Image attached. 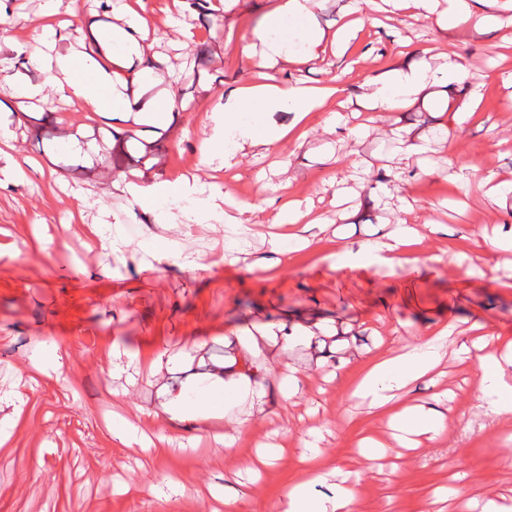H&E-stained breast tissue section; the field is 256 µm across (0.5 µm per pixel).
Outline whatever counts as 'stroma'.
Masks as SVG:
<instances>
[{
  "mask_svg": "<svg viewBox=\"0 0 512 512\" xmlns=\"http://www.w3.org/2000/svg\"><path fill=\"white\" fill-rule=\"evenodd\" d=\"M275 2L232 0L224 11L141 0L166 64L161 85L181 103L167 123L140 131L152 147L143 162L122 139L127 124L55 94L22 98L12 75L44 80L25 55L0 72V115L13 133L0 145V396L23 400L17 412L0 404V419L16 418L0 433V512H224L227 495L245 498V512H270L306 463L361 472L363 512H419L454 484L471 498L512 489L504 464L512 414L496 413L476 362L455 355L483 324L512 339V250L482 245L512 240V193L492 198L455 185L474 172L512 182V24H485L492 4L446 28L386 0H315L310 18L289 24L291 35L332 33L353 17L348 46L276 77L318 85L333 76L346 95L315 113L301 139L236 151L212 171L196 151L209 127L205 110L252 80L238 46L265 30ZM68 7L0 0V22L21 47L67 18ZM452 54L469 73L465 82L448 79ZM408 65L429 71L424 99L390 112L363 107L367 77ZM95 130L109 150L99 166L79 146ZM184 176L254 204L252 229L182 223L172 200L146 213L124 190L133 179L148 186ZM284 182L296 208L322 215L328 231L293 264L249 271L274 256L269 234ZM428 222L438 232H425ZM402 223L424 231L412 253L436 256L431 269L329 261L337 239L381 241ZM157 237L177 240L203 269L150 254ZM272 331L287 344L269 340ZM428 334L441 361L431 377L404 386L399 401L442 396L445 430L421 450L394 442L380 459H365L361 438H386L390 429L387 412L353 395L360 363ZM44 345L62 357L60 378L32 366ZM116 357L123 371H113ZM288 368L300 376L290 399L278 382ZM228 375L264 393L263 413L245 399L225 403L219 385ZM207 393L203 417L167 408ZM110 415L138 426L152 447L123 445L104 422ZM235 426L232 450L213 449L212 437ZM260 442L282 451L255 474L241 457Z\"/></svg>",
  "mask_w": 512,
  "mask_h": 512,
  "instance_id": "35a3bbf8",
  "label": "stroma"
}]
</instances>
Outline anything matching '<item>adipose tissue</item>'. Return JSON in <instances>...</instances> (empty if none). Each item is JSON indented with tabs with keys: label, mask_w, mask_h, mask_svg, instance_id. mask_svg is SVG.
Segmentation results:
<instances>
[{
	"label": "adipose tissue",
	"mask_w": 512,
	"mask_h": 512,
	"mask_svg": "<svg viewBox=\"0 0 512 512\" xmlns=\"http://www.w3.org/2000/svg\"><path fill=\"white\" fill-rule=\"evenodd\" d=\"M439 0H392L394 7L413 16L438 14L440 22L455 25L467 19L480 0H446V8H439ZM118 14L124 27H113L111 41H104V27L98 20H88L83 37L64 33L46 40L43 33H33L25 51L31 66L45 71L57 93L78 100L85 111L112 115L119 120L141 123L167 120L175 110V94L152 95L157 76L145 72L143 64L151 55L153 41L145 18L133 12L128 4H120ZM241 58L262 70V81L240 86L226 100L210 108V127L199 139L197 149L203 163L209 164L219 153L217 144L230 141L235 145L246 143L272 146L287 139H298L304 134L309 117L329 99L342 91L336 79L320 86L282 83L269 75V68L298 66L302 60L283 48L278 42L264 40L242 41L238 47ZM427 86V75L421 68H400L385 76L370 79L363 94L364 105L371 110L393 111L417 99ZM286 112L290 123L271 127L264 135H257L253 126L238 120L239 113ZM129 192L143 211H152L158 201L177 198L186 201L183 218L198 224L211 219L228 225H240L241 213L248 204H240L237 214H230L215 196H203L194 184L165 183L148 190L130 186ZM414 237L409 227H401L386 241L352 245L336 243L338 267L355 268L374 265L390 266L401 262ZM487 337H479L461 344L458 353L474 359L480 369L479 385L484 393L493 395L498 412H512V341L504 354H486ZM438 361L433 349L400 348L396 356L364 362L359 375L356 395L368 398L372 407L393 405L394 392L402 385L431 375ZM391 416V426L407 444H415L420 436H439L448 420V414L433 406L422 404L399 406ZM328 469L309 466L298 475L294 488L285 499L276 503V512H359V498L353 486L330 483Z\"/></svg>",
	"instance_id": "obj_1"
}]
</instances>
